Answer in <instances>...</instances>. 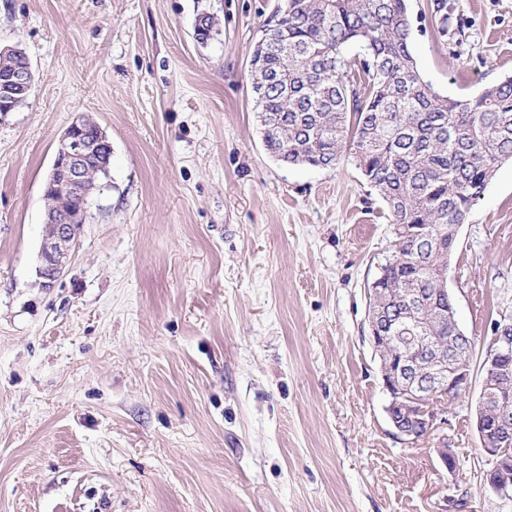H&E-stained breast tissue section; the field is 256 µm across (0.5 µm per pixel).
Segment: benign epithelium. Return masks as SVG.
Wrapping results in <instances>:
<instances>
[{
    "mask_svg": "<svg viewBox=\"0 0 512 512\" xmlns=\"http://www.w3.org/2000/svg\"><path fill=\"white\" fill-rule=\"evenodd\" d=\"M30 83L23 72H0V114L13 112L29 95ZM88 119L77 115L64 129L55 151L48 190H58L59 198L47 207L45 230L39 251L37 273L44 286H51L69 265L82 225L76 223L74 205L86 204L93 194L94 179L86 166L95 152L112 155V144L102 129L97 139L85 136ZM386 311L368 316L370 341L378 352L383 387L401 416H389L397 435L405 441L425 438L439 428L438 406L447 396L469 386L470 372L458 348L451 352L435 350V359L421 363L390 348L399 345L400 337L386 336L380 320ZM512 358V323L495 324L484 358L485 369L507 374ZM504 388L483 383L480 402L473 415L474 427L481 439L489 469L485 478L499 495L512 497V404L505 399Z\"/></svg>",
    "mask_w": 512,
    "mask_h": 512,
    "instance_id": "7a95c632",
    "label": "benign epithelium"
}]
</instances>
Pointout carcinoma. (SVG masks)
Returning a JSON list of instances; mask_svg holds the SVG:
<instances>
[{
  "label": "carcinoma",
  "instance_id": "1",
  "mask_svg": "<svg viewBox=\"0 0 512 512\" xmlns=\"http://www.w3.org/2000/svg\"><path fill=\"white\" fill-rule=\"evenodd\" d=\"M252 54L265 149L287 165L353 162L388 210L392 254L368 285L378 307L421 314L420 335L454 345L446 320L450 226L465 223L512 159V77L442 94L421 73L408 0H281Z\"/></svg>",
  "mask_w": 512,
  "mask_h": 512
}]
</instances>
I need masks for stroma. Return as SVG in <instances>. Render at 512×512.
Returning <instances> with one entry per match:
<instances>
[{
    "instance_id": "1",
    "label": "stroma",
    "mask_w": 512,
    "mask_h": 512,
    "mask_svg": "<svg viewBox=\"0 0 512 512\" xmlns=\"http://www.w3.org/2000/svg\"><path fill=\"white\" fill-rule=\"evenodd\" d=\"M279 3L0 0V47L34 76L0 114V512H512L472 421L486 338L512 318V162L449 264L471 383L404 441L367 319L386 207L353 163L286 166L262 142L249 61ZM409 4L438 89L512 75V0H448L443 32L433 0ZM80 113L112 167L47 288L43 184Z\"/></svg>"
}]
</instances>
